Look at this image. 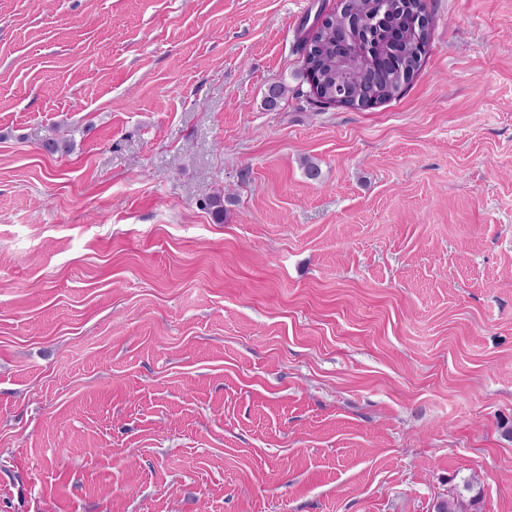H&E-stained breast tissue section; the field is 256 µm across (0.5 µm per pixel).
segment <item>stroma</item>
Masks as SVG:
<instances>
[{"instance_id": "35a3bbf8", "label": "stroma", "mask_w": 512, "mask_h": 512, "mask_svg": "<svg viewBox=\"0 0 512 512\" xmlns=\"http://www.w3.org/2000/svg\"><path fill=\"white\" fill-rule=\"evenodd\" d=\"M431 3L359 110L336 0H0V512H512V0ZM371 1L374 0H351L346 12L336 11L328 15L311 39L309 33L314 30L324 12H318L310 27H307V20L302 24L296 49L302 56V78L309 90L304 92L301 86L297 94L306 96L320 108L338 105L333 102L332 95L335 93L337 97L344 91L352 98L347 102L373 100L379 105L398 97L412 82L415 73L421 69L432 33V27L425 31L416 29L412 21V10L418 6V1H426L430 10L428 0H402V7H392V24L399 30L400 39L393 43L387 31L377 36L370 73L349 74L336 68V60H341L343 56L338 54L335 57L333 50L336 43L348 35L347 16L367 14L372 9ZM371 73L377 75L376 83L372 85L368 81ZM312 78H317L320 86L325 88V92L319 96L312 90ZM475 491V482L470 479L463 481L462 488L437 505L436 512H477L476 505L480 499Z\"/></svg>"}]
</instances>
